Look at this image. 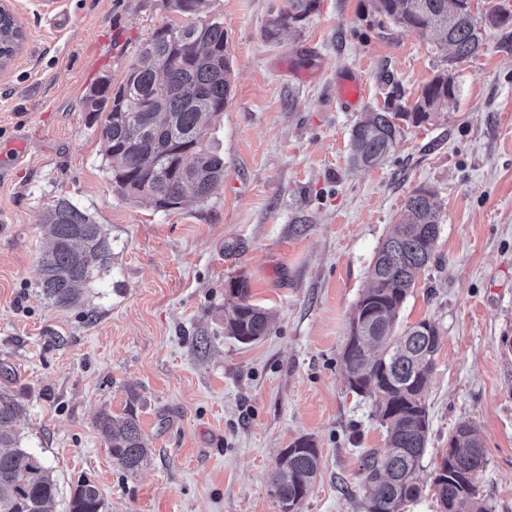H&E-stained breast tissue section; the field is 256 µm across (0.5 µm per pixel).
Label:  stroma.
Masks as SVG:
<instances>
[{"mask_svg":"<svg viewBox=\"0 0 512 512\" xmlns=\"http://www.w3.org/2000/svg\"><path fill=\"white\" fill-rule=\"evenodd\" d=\"M375 0H318L268 34L288 0H207L224 25L232 92L216 131L224 182L205 202L157 211L113 186L83 99L120 83L165 0H11L24 42L0 74V145L22 137L25 162L0 170V388L24 407L22 447L41 454L68 512L77 483L106 512H279L270 475L284 448L313 437L320 474L301 512H364L362 454L384 445L371 401L344 380L342 351L374 253L413 190L432 188L443 221L435 255L398 317L441 334L422 459L432 471L461 423L479 432L477 488L512 512V27L490 28L455 69L454 98L405 126L371 168L353 166L357 113L339 77L382 107L388 72L412 110L441 54L375 10ZM112 241L81 305L38 293L42 219L59 199ZM272 318L242 344L224 332L230 280ZM134 406L151 462L117 466L94 420ZM362 95V84L354 74L337 81L336 98L343 111L352 112L358 106Z\"/></svg>","mask_w":512,"mask_h":512,"instance_id":"obj_1","label":"stroma"}]
</instances>
